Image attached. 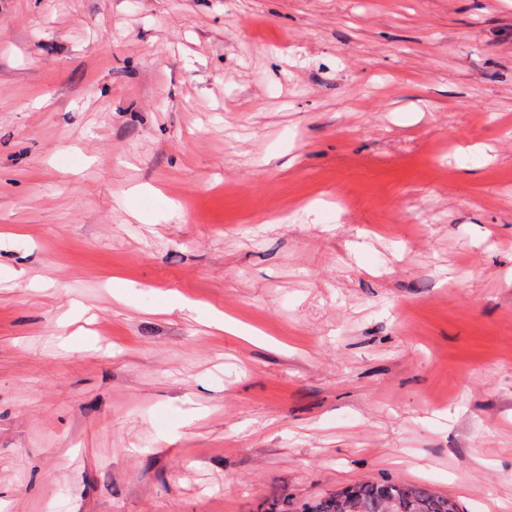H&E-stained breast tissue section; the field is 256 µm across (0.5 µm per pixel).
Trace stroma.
Returning <instances> with one entry per match:
<instances>
[{
    "label": "stroma",
    "mask_w": 512,
    "mask_h": 512,
    "mask_svg": "<svg viewBox=\"0 0 512 512\" xmlns=\"http://www.w3.org/2000/svg\"><path fill=\"white\" fill-rule=\"evenodd\" d=\"M386 478L512 512V0H0V512Z\"/></svg>",
    "instance_id": "obj_1"
}]
</instances>
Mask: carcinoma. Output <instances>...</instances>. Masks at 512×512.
Masks as SVG:
<instances>
[{"label":"carcinoma","mask_w":512,"mask_h":512,"mask_svg":"<svg viewBox=\"0 0 512 512\" xmlns=\"http://www.w3.org/2000/svg\"><path fill=\"white\" fill-rule=\"evenodd\" d=\"M260 512H460L452 499L425 484L360 481L326 496L298 501L273 497Z\"/></svg>","instance_id":"1"}]
</instances>
